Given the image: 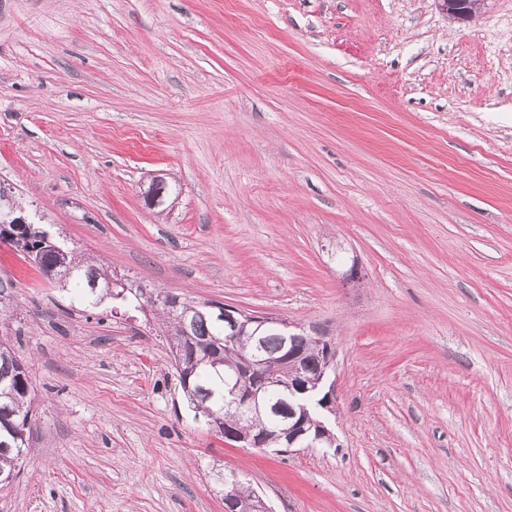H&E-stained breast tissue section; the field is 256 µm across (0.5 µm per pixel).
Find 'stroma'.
<instances>
[{
  "mask_svg": "<svg viewBox=\"0 0 512 512\" xmlns=\"http://www.w3.org/2000/svg\"><path fill=\"white\" fill-rule=\"evenodd\" d=\"M0 182L125 286L0 243L33 387L0 512H224L230 472L272 512H512V0H0ZM160 291L324 329L335 447L211 432Z\"/></svg>",
  "mask_w": 512,
  "mask_h": 512,
  "instance_id": "obj_1",
  "label": "stroma"
}]
</instances>
